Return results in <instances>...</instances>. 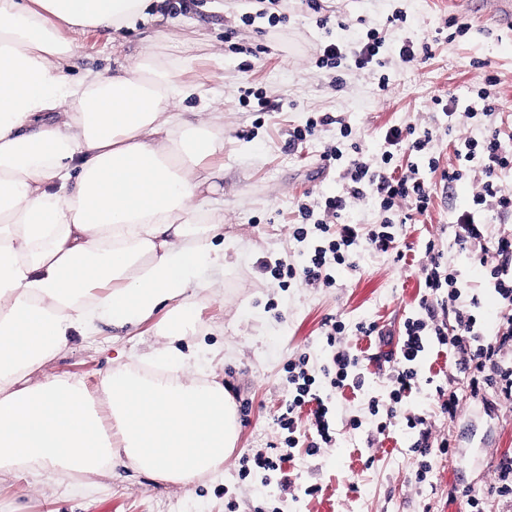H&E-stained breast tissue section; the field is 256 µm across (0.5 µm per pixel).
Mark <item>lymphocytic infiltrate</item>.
<instances>
[{
    "mask_svg": "<svg viewBox=\"0 0 512 512\" xmlns=\"http://www.w3.org/2000/svg\"><path fill=\"white\" fill-rule=\"evenodd\" d=\"M384 39L376 30H369L355 49L329 42L324 44L317 58V65L333 71L340 69L362 70L368 67L382 69L386 62L380 56ZM335 123L330 115H323L319 122L308 123L306 127L289 131V146L303 144L312 136L316 126ZM338 124V123H335ZM343 146L330 149L325 158L344 165V177L348 182L347 193L343 196H329L323 202L324 217L313 220L309 206H302L300 214L302 224L297 225L293 236L297 241L314 238L316 245L307 265L295 268L277 264L272 269L275 278L298 279L305 284L322 282L325 286L336 283L333 269L349 264L353 252L359 246L382 253L397 251L401 232L412 217L426 215L431 203V192L416 170L397 173L391 162L395 153L408 149L423 153L433 140L431 130H424L416 138H409L398 126L389 127L384 136L386 149L382 154V167H374L366 160L358 142L352 141V128L348 123L338 124ZM457 162L443 172L448 182H457L470 172L480 171L482 180L478 192L473 197L470 209L458 213L454 218L456 240L458 244L471 241H490V250L496 262L489 271V286L493 288L500 301L508 309L497 333L492 336L482 334L476 316L459 302L461 296L458 279L453 269L444 267L439 256H431L429 262L420 264L418 271L425 287L433 297L447 296L453 302V312L457 322V332L450 338L451 345L459 351L468 353L466 371L467 392H450L443 401L441 410L448 416H456L464 396H478L489 389H498L505 398L512 399V365L506 364L501 352L512 346V236L502 235L488 239L487 226L492 219L512 218V193L506 191L498 181V173L512 166V148L503 143L498 134H490L480 140L471 138L460 141L456 149ZM375 194L381 200L384 217L380 223L371 225L343 224L339 218L347 206L348 199H360L366 194ZM312 220V227H305V220ZM433 331L437 338H444L441 328H429L423 319H408L405 323L406 338L400 348L398 367L394 377V387L390 393L391 406L387 417H395L397 406L405 394L411 391L417 378L414 363L423 351V336ZM307 357L288 364V385L290 387L286 412L282 415V429L295 428L296 418L305 405H312L311 426L319 440L306 448L307 455L317 453L320 444L331 443L332 434L327 419L328 410L318 403L313 390L315 379L307 369Z\"/></svg>",
    "mask_w": 512,
    "mask_h": 512,
    "instance_id": "f902f5d3",
    "label": "lymphocytic infiltrate"
}]
</instances>
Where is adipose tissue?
Returning <instances> with one entry per match:
<instances>
[{"instance_id": "adipose-tissue-1", "label": "adipose tissue", "mask_w": 512, "mask_h": 512, "mask_svg": "<svg viewBox=\"0 0 512 512\" xmlns=\"http://www.w3.org/2000/svg\"><path fill=\"white\" fill-rule=\"evenodd\" d=\"M156 0H0V470L58 481L130 466L164 483L218 475L238 439L223 385L195 378L178 346L195 326L203 268L223 267L203 161L224 151L211 112L187 122L194 58L143 50L105 74L70 79L73 36L134 29ZM169 319L166 379L120 365L102 382L28 378L74 332Z\"/></svg>"}]
</instances>
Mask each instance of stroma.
Wrapping results in <instances>:
<instances>
[{
  "label": "stroma",
  "mask_w": 512,
  "mask_h": 512,
  "mask_svg": "<svg viewBox=\"0 0 512 512\" xmlns=\"http://www.w3.org/2000/svg\"><path fill=\"white\" fill-rule=\"evenodd\" d=\"M187 8H157L134 31L113 40L101 31L78 35L71 75L103 72L134 60L141 40L153 36L154 54L174 58L183 49L195 57L183 81L203 85L211 111L224 115V152L205 160L221 169L224 191L214 214L221 227L215 245L224 248V266L204 268L202 280L216 282L221 296L199 293L197 321L179 346L198 353L200 378L216 372L237 408L239 436L220 475L199 476L187 486L162 483L129 468L112 476L77 473L62 484L0 472V512H462L460 494L485 496L486 512H512V500L490 495L500 456L512 453V400L488 391L466 402L455 418L441 413L449 391L462 388V356L451 346L425 339L418 380L403 398L395 418L390 406L392 359L404 339L406 318H422L425 290L418 266L426 245L456 270L466 288L461 303L478 297L477 309L488 333H495L506 310L487 288V268L479 245L463 249L455 241L452 218L470 208L481 179L470 173L454 184L441 173L455 164L462 137L477 139L490 130L512 140V34L498 31L487 12L464 10L457 0H322L320 11L305 0H187ZM280 16L271 24L270 16ZM326 16L319 28L316 19ZM383 32L385 70H354L331 83L316 66L318 47L336 41L355 48L368 29ZM431 44L430 58L405 63L403 42ZM389 87L378 91L380 74ZM494 77L499 110L493 116L446 117L433 100L454 95L460 107L474 103L486 77ZM262 91L269 106H246L245 89ZM342 117L364 154L379 160L384 135L393 125L437 136L421 155H399L396 165H418L432 186V204L421 222L409 224L401 238L407 262L394 254L360 247L351 266L337 267L327 288L295 281L282 283L269 267L284 261L307 263L312 240L292 237L300 223L299 207L344 194L342 169L326 165L323 154L335 147L338 125L318 127L299 148H290L288 132L321 114ZM341 321L340 344L359 357L360 388L332 387L323 369L333 349L328 326ZM377 325L379 336L359 333ZM157 324L150 321L127 336L110 331L74 334L67 347L32 375L31 385L46 376L82 379L98 406L106 410L102 376L113 367L136 364L156 347ZM308 356L315 390L329 409L333 440L316 455L304 451L316 435L307 414H300L293 463L283 471L256 469V451H286L287 433L279 426L288 398V363ZM413 414L427 415L431 432L427 453L414 451ZM388 421L378 431L379 421ZM450 440L452 453L438 450Z\"/></svg>",
  "instance_id": "35a3bbf8"
}]
</instances>
